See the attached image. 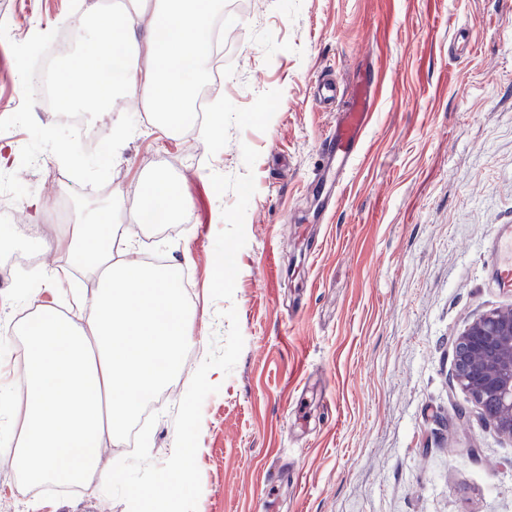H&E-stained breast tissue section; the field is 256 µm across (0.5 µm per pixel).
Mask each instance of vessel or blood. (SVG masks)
<instances>
[{"mask_svg": "<svg viewBox=\"0 0 512 512\" xmlns=\"http://www.w3.org/2000/svg\"><path fill=\"white\" fill-rule=\"evenodd\" d=\"M377 81V69L369 68L357 89L356 98L344 107L322 149V167L336 184L344 183L348 171L359 155L360 142L373 123ZM487 252L494 285L501 290L512 291L511 224L494 227L488 239Z\"/></svg>", "mask_w": 512, "mask_h": 512, "instance_id": "b4317fda", "label": "vessel or blood"}]
</instances>
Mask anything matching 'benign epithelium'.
Returning <instances> with one entry per match:
<instances>
[{
  "instance_id": "benign-epithelium-1",
  "label": "benign epithelium",
  "mask_w": 512,
  "mask_h": 512,
  "mask_svg": "<svg viewBox=\"0 0 512 512\" xmlns=\"http://www.w3.org/2000/svg\"><path fill=\"white\" fill-rule=\"evenodd\" d=\"M453 348L454 384L500 433L512 438V308L473 319Z\"/></svg>"
}]
</instances>
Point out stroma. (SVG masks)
Returning a JSON list of instances; mask_svg holds the SVG:
<instances>
[{
  "label": "stroma",
  "mask_w": 512,
  "mask_h": 512,
  "mask_svg": "<svg viewBox=\"0 0 512 512\" xmlns=\"http://www.w3.org/2000/svg\"><path fill=\"white\" fill-rule=\"evenodd\" d=\"M235 40L224 53L214 121L193 133L159 129L131 108L99 117L105 149L43 112L22 78L67 32L83 0H0V200L20 213L16 235L43 238L57 204L82 223L95 204L132 224L142 182L165 178L185 200L177 234L152 242L192 276L194 353L165 389L150 435L163 464L174 417L212 337L235 306L244 347L231 373H209L197 452V512H512V438L451 379L453 340L477 316L512 308L494 288L486 246L512 224V0H223ZM381 71L378 113L334 203L313 194L319 145L336 114L310 79L346 95L364 65ZM259 158L232 302L210 284L222 210L212 174ZM76 164L57 158L62 149ZM41 204L33 217L28 200ZM97 278L19 296L0 283V324L39 305L91 303ZM9 512H128L91 486L36 493L0 456Z\"/></svg>",
  "instance_id": "1"
}]
</instances>
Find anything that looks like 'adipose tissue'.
Masks as SVG:
<instances>
[{"label":"adipose tissue","mask_w":512,"mask_h":512,"mask_svg":"<svg viewBox=\"0 0 512 512\" xmlns=\"http://www.w3.org/2000/svg\"><path fill=\"white\" fill-rule=\"evenodd\" d=\"M131 10L104 11L95 0L83 29L79 66L60 76L61 104L104 111L110 98L135 95L172 127L189 112L197 82L209 67L202 47L221 0H130ZM148 16L144 32L136 17ZM125 60L122 79L88 88L85 73L104 52ZM151 62L140 65L141 52ZM129 227L110 211L83 224H64L51 242L73 262L91 268L101 288L83 321L43 307L37 327H14L23 338L15 359L23 372L0 389L10 420L0 429V449L34 484L84 482L97 473L99 450L137 414L135 397L162 388L179 368L190 343L188 317L167 275L114 258L105 242L127 243Z\"/></svg>","instance_id":"1"}]
</instances>
